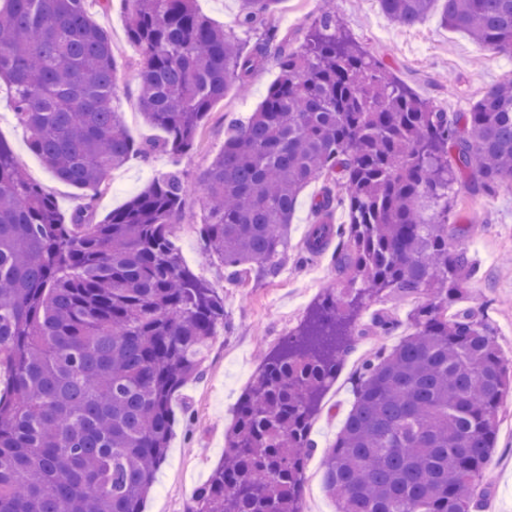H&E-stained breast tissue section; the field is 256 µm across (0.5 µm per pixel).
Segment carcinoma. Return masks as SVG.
I'll use <instances>...</instances> for the list:
<instances>
[{"mask_svg":"<svg viewBox=\"0 0 512 512\" xmlns=\"http://www.w3.org/2000/svg\"><path fill=\"white\" fill-rule=\"evenodd\" d=\"M438 1L444 26L512 54V0H377L401 28ZM6 2L0 81L31 152L86 199L133 156L192 149L229 83L244 89L271 56L277 81L198 182L205 250L233 278L277 274L301 191L324 181L304 248L314 257L338 238L340 287L264 357L192 512H302L314 413L356 310L384 294L421 299L413 332L362 363L325 488L337 512H472L512 361L483 307L448 316L475 274L449 242L463 228L448 227V188L464 176L512 189V79L450 119L336 33L330 10L295 48L272 23L280 0H240L229 30L194 0H121L142 57V115L165 133L147 144L122 121L111 37L88 0ZM190 191L170 171L98 222L88 205L65 222L0 140V512H142L172 398L201 377L224 324V300L171 237ZM338 204L346 224L331 223Z\"/></svg>","mask_w":512,"mask_h":512,"instance_id":"carcinoma-1","label":"carcinoma"}]
</instances>
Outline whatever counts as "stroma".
<instances>
[{
	"mask_svg": "<svg viewBox=\"0 0 512 512\" xmlns=\"http://www.w3.org/2000/svg\"><path fill=\"white\" fill-rule=\"evenodd\" d=\"M331 3L341 32L382 59L436 109L468 111L489 86L512 79V56L445 27L439 12H431L415 26L401 29L380 10L377 0ZM319 7L320 0H281L274 22L280 34L298 38ZM89 9L112 38L117 60L116 94L124 123L139 142L162 138V131L147 126L140 115L137 75L141 57L126 36L120 5L115 2L104 10L97 0H91ZM277 75L276 64L270 61L252 76L247 94L229 90L223 102L210 112L188 152L178 156L153 152L114 170L93 202L95 219L121 208L152 180L169 171H180L188 183H196L222 149L231 122L247 121ZM0 139L11 146L25 173L56 201L62 214H70L81 205L79 190L56 179L29 151L26 130L17 121L10 93L5 89L0 90ZM320 191V183L315 182L300 193L288 248L277 275L251 273L238 279L230 276L220 260L201 261L204 247L197 225L203 216L204 198L197 191L187 196V220L173 226L174 242L190 269L223 295L224 324L203 364L202 376L186 383L173 397L175 423L170 448L155 473L144 512H190L195 490L224 458L226 434L235 421L238 403L260 367L259 349L274 350L296 333L335 282L334 251L317 258H306L301 253L313 222L311 204ZM448 200L449 223L468 228L454 244L465 249L477 266L469 295L449 304L448 310L454 313L475 303L484 306L502 355L512 359V191L502 187L490 194L476 192L467 178L461 177L452 183ZM415 307L411 299L386 295L358 309L357 324L369 326L370 331L354 337L342 355L341 371L321 398L312 424L316 447L303 470V512H336L335 501L324 489L322 454L335 441L352 405L353 385L362 360L407 335ZM380 314L397 321L392 333L383 335L372 329L373 319ZM478 512H512V398L506 399L502 407L490 489Z\"/></svg>",
	"mask_w": 512,
	"mask_h": 512,
	"instance_id": "stroma-1",
	"label": "stroma"
}]
</instances>
